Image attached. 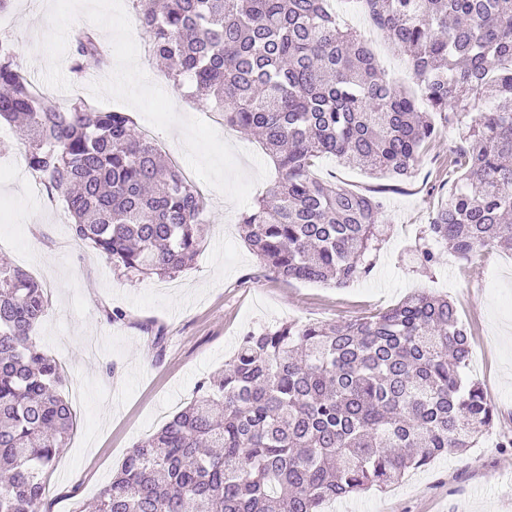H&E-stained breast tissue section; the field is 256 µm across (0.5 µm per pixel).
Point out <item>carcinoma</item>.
<instances>
[{"instance_id":"cac0c4a2","label":"carcinoma","mask_w":512,"mask_h":512,"mask_svg":"<svg viewBox=\"0 0 512 512\" xmlns=\"http://www.w3.org/2000/svg\"><path fill=\"white\" fill-rule=\"evenodd\" d=\"M135 21L177 85L272 157L273 186L238 224L278 277L336 287L367 275L385 241L383 194L425 146L457 131L454 191L427 233L461 261L512 248V0H359L411 60L421 102L344 31L331 0H135ZM70 69L108 65L73 34ZM489 99L486 110L475 103ZM22 128L30 172L59 192L77 239L113 267L172 277L200 252L206 197L124 112L41 93L0 42V122ZM334 156L388 183L313 175ZM43 287L0 265V512H40L66 446L64 369L32 333ZM456 304L414 293L347 322L282 323L241 340L224 370L127 452L96 512H323L435 457L474 447L494 406L468 379Z\"/></svg>"}]
</instances>
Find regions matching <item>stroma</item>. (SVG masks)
<instances>
[{
  "mask_svg": "<svg viewBox=\"0 0 512 512\" xmlns=\"http://www.w3.org/2000/svg\"><path fill=\"white\" fill-rule=\"evenodd\" d=\"M345 25L366 39L376 62L406 94L420 91L407 55L376 29L357 0H333ZM49 0H13L0 15V40L10 42L33 84L47 57L40 42L49 30ZM138 61L177 111L210 124L236 149L260 153L250 137L225 127L211 102L167 79L136 36ZM454 134L430 145L413 176L385 194L389 235L369 274L349 285L278 278L245 245L240 208L210 186L208 234L196 262L167 279L132 277L112 268L76 240L60 221L47 191H36L22 164L21 132L0 125V259L39 281L48 309L33 338L66 371L61 392L76 417L66 448L45 479L40 512H84L120 469L128 450L157 431L191 398L197 384L221 370L247 331L294 321H348L426 291L454 301L472 334L466 374L495 407L489 433L472 448L443 454L398 483L328 503L324 512H512V251L492 249L472 261L443 254L424 267L415 250L433 211L447 199L456 175ZM126 318L107 323L106 311Z\"/></svg>",
  "mask_w": 512,
  "mask_h": 512,
  "instance_id": "35a3bbf8",
  "label": "stroma"
}]
</instances>
